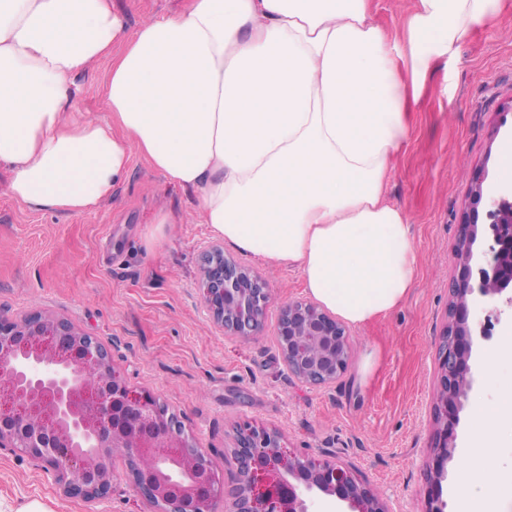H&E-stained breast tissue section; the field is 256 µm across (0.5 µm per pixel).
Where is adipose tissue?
Instances as JSON below:
<instances>
[{
	"mask_svg": "<svg viewBox=\"0 0 512 512\" xmlns=\"http://www.w3.org/2000/svg\"><path fill=\"white\" fill-rule=\"evenodd\" d=\"M500 0H416L398 42L371 0H190L127 32L112 0H0V171L16 201L83 214L139 153L196 195L216 237L276 267L353 326L415 282L406 213L386 202L409 133L404 71L452 56ZM111 58L110 109H73L76 77ZM459 512H493L496 412L480 406Z\"/></svg>",
	"mask_w": 512,
	"mask_h": 512,
	"instance_id": "ef3b65f1",
	"label": "adipose tissue"
}]
</instances>
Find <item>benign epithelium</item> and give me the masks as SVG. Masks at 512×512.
<instances>
[{"label": "benign epithelium", "mask_w": 512, "mask_h": 512, "mask_svg": "<svg viewBox=\"0 0 512 512\" xmlns=\"http://www.w3.org/2000/svg\"><path fill=\"white\" fill-rule=\"evenodd\" d=\"M471 205L485 203L487 223L459 224V274L450 289L449 323L439 342L438 386L433 402L434 450L428 464L434 492L425 512H447L441 493L454 458V429L472 382L469 309L484 301L499 322L512 317V183L485 186L473 179ZM489 239L475 262L478 235ZM202 300L226 336L249 338L263 329L271 290L249 267L214 245L201 268ZM276 345L288 373L329 385L350 358L346 328L312 302L282 304ZM273 430L238 431L230 459L235 487L225 492L223 472L195 447L177 415L153 394L123 382L107 348L63 319L40 312L0 317V447L38 461L64 494L101 502L112 496L110 460L121 451L132 490L156 512H394L349 468L315 462L281 446Z\"/></svg>", "instance_id": "obj_1"}]
</instances>
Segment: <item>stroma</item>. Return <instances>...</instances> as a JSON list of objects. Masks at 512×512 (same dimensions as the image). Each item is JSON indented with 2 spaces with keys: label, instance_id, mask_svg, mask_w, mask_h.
<instances>
[{
  "label": "stroma",
  "instance_id": "1",
  "mask_svg": "<svg viewBox=\"0 0 512 512\" xmlns=\"http://www.w3.org/2000/svg\"><path fill=\"white\" fill-rule=\"evenodd\" d=\"M182 3L112 0V8L132 30ZM110 69L104 58L79 75L76 111L106 117ZM410 119L386 198L412 225L415 285L393 313L350 327L349 366L333 384L311 386L289 375L274 343L280 304L306 296L296 269L225 246L227 257L266 277L273 290L260 335L239 339L213 327L201 300L203 257L216 241L208 225H174L163 249L145 251L142 233L156 212L190 214L195 196L173 188L137 155L111 202L90 214L32 210L0 191V316L41 312L96 337L117 374L180 416L217 469H226L237 429L253 425L279 431L287 450L345 463L399 512H424L437 343L447 323L448 285L458 274V226L470 211L473 178L499 182L502 146L512 138V0H501L493 23L424 75ZM501 340L497 333L473 344V382L442 484L449 512H456L467 477L462 463L472 453L474 407H496L499 391L512 385V361L491 371L484 362ZM112 470L111 499L88 502L64 495L27 455L0 447V501L18 508L37 499L49 512H154L129 487L123 457L114 456ZM493 473L500 487L495 512H512V429L505 425Z\"/></svg>",
  "mask_w": 512,
  "mask_h": 512
}]
</instances>
